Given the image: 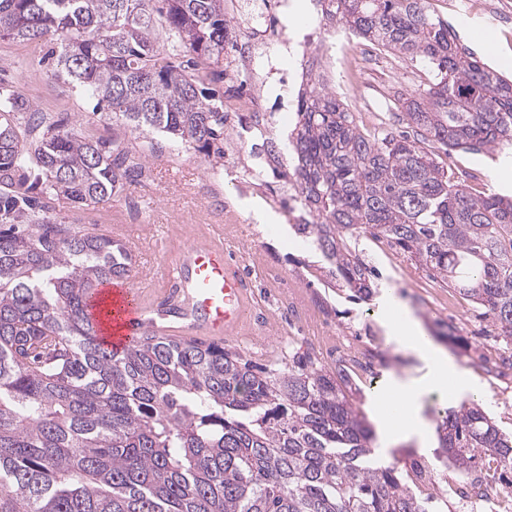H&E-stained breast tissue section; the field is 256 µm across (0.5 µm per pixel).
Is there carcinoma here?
I'll return each instance as SVG.
<instances>
[{
  "label": "carcinoma",
  "mask_w": 512,
  "mask_h": 512,
  "mask_svg": "<svg viewBox=\"0 0 512 512\" xmlns=\"http://www.w3.org/2000/svg\"><path fill=\"white\" fill-rule=\"evenodd\" d=\"M321 20L398 53L428 77L400 98L408 130L366 134L311 73L285 140L252 132V185L295 192V232L325 287L366 300L385 239L512 341V198L476 195L428 141L512 147V79L488 66L425 0H320ZM239 30L224 0H0V38L55 44L50 76L90 92L112 125L224 157L232 113L203 85L228 76ZM30 117L20 124L16 115ZM127 148L44 124L0 85V512H431L375 433L341 366L297 352L258 365L201 341L146 336L121 355L96 335L91 290L135 274L131 251L54 214L110 201L138 176ZM434 456L472 475L512 469V435L474 400L445 411Z\"/></svg>",
  "instance_id": "1"
}]
</instances>
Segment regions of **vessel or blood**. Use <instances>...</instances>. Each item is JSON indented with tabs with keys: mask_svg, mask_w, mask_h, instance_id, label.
Segmentation results:
<instances>
[{
	"mask_svg": "<svg viewBox=\"0 0 512 512\" xmlns=\"http://www.w3.org/2000/svg\"><path fill=\"white\" fill-rule=\"evenodd\" d=\"M100 335L122 352L155 333L193 339L236 336L247 323L250 286L224 245L223 225L193 239L159 274L113 283L99 296Z\"/></svg>",
	"mask_w": 512,
	"mask_h": 512,
	"instance_id": "b4317fda",
	"label": "vessel or blood"
}]
</instances>
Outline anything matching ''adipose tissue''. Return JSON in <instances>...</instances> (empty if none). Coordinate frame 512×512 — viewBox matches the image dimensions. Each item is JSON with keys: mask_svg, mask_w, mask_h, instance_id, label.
Returning a JSON list of instances; mask_svg holds the SVG:
<instances>
[{"mask_svg": "<svg viewBox=\"0 0 512 512\" xmlns=\"http://www.w3.org/2000/svg\"><path fill=\"white\" fill-rule=\"evenodd\" d=\"M389 315V330L396 341L428 358L433 366L431 378L420 384H405L393 390L390 399L394 406L388 412L384 425L390 439L422 434V422L417 414L416 405L419 398L427 392L441 394L448 391L449 376H456L459 387H466L465 377L457 376L456 369L448 361V356L426 335L420 323L414 319L408 308L394 296H387L384 301Z\"/></svg>", "mask_w": 512, "mask_h": 512, "instance_id": "adipose-tissue-1", "label": "adipose tissue"}]
</instances>
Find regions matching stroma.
Here are the masks:
<instances>
[{"label": "stroma", "instance_id": "1", "mask_svg": "<svg viewBox=\"0 0 512 512\" xmlns=\"http://www.w3.org/2000/svg\"><path fill=\"white\" fill-rule=\"evenodd\" d=\"M485 2V11L478 14L470 11L468 0H428V7L431 13L448 19L464 43L474 45L491 66L512 76V0ZM486 24L493 29L488 49L475 44L472 37L474 30ZM49 49L43 40H0V81L12 86L49 120L92 130L105 140L119 138L145 162L143 177L127 184L111 201L80 208L63 201L58 216L69 223L125 225L129 236L141 241L138 263L150 261L159 267L170 264L178 249L202 233L204 225H223L225 241L236 243V259L253 284V314L270 319L263 342L257 344L244 336L226 341V348L263 365L287 361L289 352L297 349L310 351L328 367L355 355L379 358L374 382L356 381L351 395L371 425L380 427V403L389 387L420 382L430 374L427 361L389 336L382 296L357 301L347 289L323 287L304 266L312 255L306 243L293 234L288 214H280L272 226L255 218V209L264 208L265 203L258 192L239 181L241 165L228 166L223 159H208L171 145L166 146L163 156H154L142 140L113 130L111 120L94 115L95 100L89 92L49 77L53 66ZM353 49L361 57L372 106L371 111L357 113V120L396 130L392 103L424 80V70L410 66L398 55L374 50L365 41L354 42ZM431 150L439 165L453 172L472 192L512 193V173L499 171L495 157L447 151L437 144ZM148 224L172 225L162 250H155L151 241L145 240L143 228ZM360 248L366 261L380 272L383 284L409 307L429 337L440 333L451 339L460 337V344L450 340L443 349L469 380L468 388L454 395L426 394L420 398L423 438L391 447L401 470L419 464L433 467L438 411L458 406L469 396H477L500 429L511 432L512 368L502 365L501 360L512 354V343L498 336L491 316L433 280L425 268L400 256L387 241L365 240Z\"/></svg>", "mask_w": 512, "mask_h": 512}]
</instances>
